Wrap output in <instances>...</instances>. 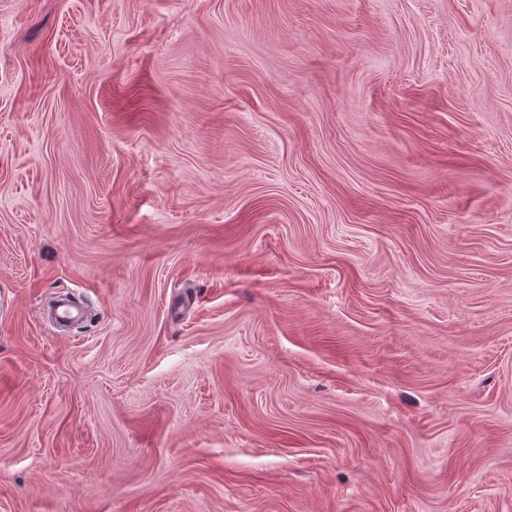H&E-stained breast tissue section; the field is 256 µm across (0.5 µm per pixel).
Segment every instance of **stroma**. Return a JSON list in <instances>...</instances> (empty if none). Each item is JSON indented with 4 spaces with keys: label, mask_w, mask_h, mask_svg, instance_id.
<instances>
[{
    "label": "stroma",
    "mask_w": 512,
    "mask_h": 512,
    "mask_svg": "<svg viewBox=\"0 0 512 512\" xmlns=\"http://www.w3.org/2000/svg\"><path fill=\"white\" fill-rule=\"evenodd\" d=\"M0 512H512V0H0Z\"/></svg>",
    "instance_id": "obj_1"
}]
</instances>
